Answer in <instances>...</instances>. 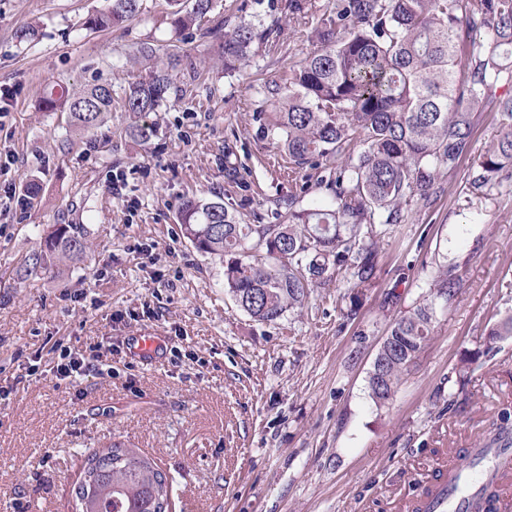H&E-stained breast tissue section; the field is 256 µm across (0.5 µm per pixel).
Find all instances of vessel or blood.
<instances>
[{"label": "vessel or blood", "instance_id": "1", "mask_svg": "<svg viewBox=\"0 0 512 512\" xmlns=\"http://www.w3.org/2000/svg\"><path fill=\"white\" fill-rule=\"evenodd\" d=\"M463 465L444 463L420 477L398 512H512V434H492L464 449Z\"/></svg>", "mask_w": 512, "mask_h": 512}]
</instances>
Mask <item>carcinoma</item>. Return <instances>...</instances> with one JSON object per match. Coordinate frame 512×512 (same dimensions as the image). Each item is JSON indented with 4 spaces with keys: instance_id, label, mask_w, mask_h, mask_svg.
Instances as JSON below:
<instances>
[{
    "instance_id": "carcinoma-1",
    "label": "carcinoma",
    "mask_w": 512,
    "mask_h": 512,
    "mask_svg": "<svg viewBox=\"0 0 512 512\" xmlns=\"http://www.w3.org/2000/svg\"><path fill=\"white\" fill-rule=\"evenodd\" d=\"M177 30L194 28L214 0H168ZM141 0H112L90 18L95 29L117 27L140 13ZM224 71L250 66L254 44H273L275 26L261 31L248 21L224 28ZM313 49L289 75L264 85L272 102V129L298 166L322 169L328 194L304 208L306 187L288 198L278 224H246L223 200H187L180 231L197 250L224 257V286L250 317L279 319L300 308L313 288L345 270L354 285L376 278L379 240L408 221L412 206L436 193L440 179L457 172L471 150L476 112L490 106L503 132L469 174L474 195L512 185V95H496L512 83V0H334L317 20ZM174 58L166 70L123 90L127 111L139 118L130 134L146 142L155 133L143 117L177 90ZM114 90L100 83L45 97L48 107L69 112L71 130L91 133L111 111ZM47 252L35 254L30 272L48 256L78 260L84 229L55 224ZM461 277L445 267L429 284V296L451 300ZM433 304L422 303L393 320L389 346L369 375V395L385 406L401 376L433 333ZM173 477L134 448L112 444L91 452L81 473L79 512H172Z\"/></svg>"
}]
</instances>
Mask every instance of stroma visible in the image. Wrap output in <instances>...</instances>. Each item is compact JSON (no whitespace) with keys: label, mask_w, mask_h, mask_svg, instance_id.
Wrapping results in <instances>:
<instances>
[{"label":"stroma","mask_w":512,"mask_h":512,"mask_svg":"<svg viewBox=\"0 0 512 512\" xmlns=\"http://www.w3.org/2000/svg\"><path fill=\"white\" fill-rule=\"evenodd\" d=\"M287 4L217 0L201 28L178 34L166 0H143L141 15L105 30L88 19L111 0H0V512H72L85 455L110 442L170 471L175 512H394L419 488L411 467L474 447L512 408V336L483 350L512 316V189L467 198L470 162L381 238L370 286L338 275L273 322L243 311L223 258L182 236L189 199L219 197L247 223L275 224L288 194L319 192L320 171L266 137L260 90L310 47L332 0H309L298 21ZM244 18L279 25L280 42L229 76L204 30ZM142 42L157 49L152 64L133 58ZM173 55L195 72L178 73L149 141L130 135L121 101L91 139L42 103L54 87H127ZM54 224L84 226V257L27 273ZM447 264L463 286L436 300L430 341L376 407L368 378L389 326ZM144 333L160 346L139 359L128 343ZM107 340L98 371L56 380L62 349L90 358Z\"/></svg>","instance_id":"stroma-1"}]
</instances>
